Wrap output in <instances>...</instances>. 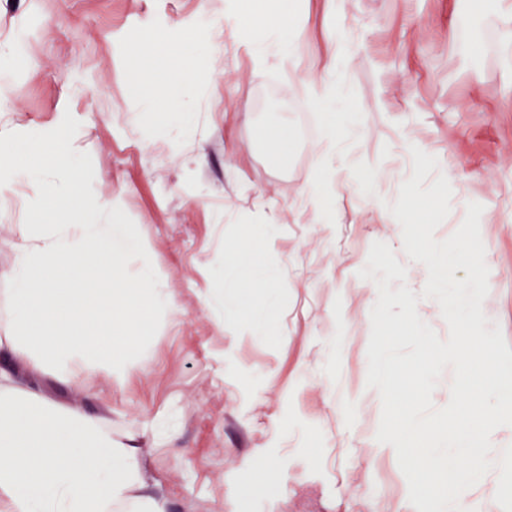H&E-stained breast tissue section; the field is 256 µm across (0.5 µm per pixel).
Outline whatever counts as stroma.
<instances>
[{"instance_id":"stroma-1","label":"stroma","mask_w":512,"mask_h":512,"mask_svg":"<svg viewBox=\"0 0 512 512\" xmlns=\"http://www.w3.org/2000/svg\"><path fill=\"white\" fill-rule=\"evenodd\" d=\"M296 47L293 61L256 67L225 0H0V142L25 145L60 121L76 132L73 158L82 194L100 207L121 199L128 223L153 245L165 273L168 329L143 357L144 373L117 383L101 372L71 382L22 354L0 353L15 383L62 410L108 418L117 442L136 448L165 512H368L391 493L395 512H416L397 460L376 455L382 405L367 385L374 282L360 279L374 242L388 244L420 294L423 264L403 251L398 222L379 223L373 201L395 203L412 174L411 147L438 160L451 184V210L436 239L451 236L470 202L505 216L487 240L489 313L512 347V170L498 169L512 144V62L487 58V21L498 0H279ZM210 27L207 63L177 112L194 115L151 134L152 114L132 81L124 45L184 21ZM468 25L462 53L449 29ZM346 32L336 107L349 127L336 146L341 172L326 196L335 221L310 223L300 189L323 137L319 108L264 111L262 91L301 97L292 66L318 71L326 37ZM22 47L26 62L9 59ZM312 122V139L275 163L257 133ZM385 175L369 181L368 167ZM25 182L0 185V301L14 282L20 225L38 223ZM259 226L277 283L268 335L230 319L221 260ZM276 465L281 485L251 503L250 476Z\"/></svg>"}]
</instances>
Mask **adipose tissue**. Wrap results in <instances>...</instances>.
<instances>
[{
  "instance_id": "1",
  "label": "adipose tissue",
  "mask_w": 512,
  "mask_h": 512,
  "mask_svg": "<svg viewBox=\"0 0 512 512\" xmlns=\"http://www.w3.org/2000/svg\"><path fill=\"white\" fill-rule=\"evenodd\" d=\"M236 12L249 16L255 64L290 56L264 4L234 0ZM208 41L196 22L179 25L170 44L177 65L159 79L160 62L153 33L129 41L127 60L136 81L151 92L153 105L183 95L182 80L198 67L200 45ZM329 63L302 78L311 101L324 111V136L318 164L301 193L312 204L310 221L328 224L332 211L321 201L336 176V144L344 129L336 111V82L344 54V36L336 34ZM50 145L51 158L31 166L11 152L0 153V179H51L52 224H25L15 246L10 297L0 304V348L27 346L36 360L67 380H83L105 370L122 378L138 366V346L165 325L166 296L158 286L151 246L125 220L120 201L106 214H86L80 192L81 169L72 158L67 124L46 141H34L31 153ZM138 257L135 272L127 259ZM224 273L234 285L230 307L246 320L252 335L265 334L275 319L276 282L250 247L224 253ZM130 340L117 353L102 350L109 335ZM98 415L63 412L26 389L0 393V512H163L135 460L133 449L113 442Z\"/></svg>"
}]
</instances>
